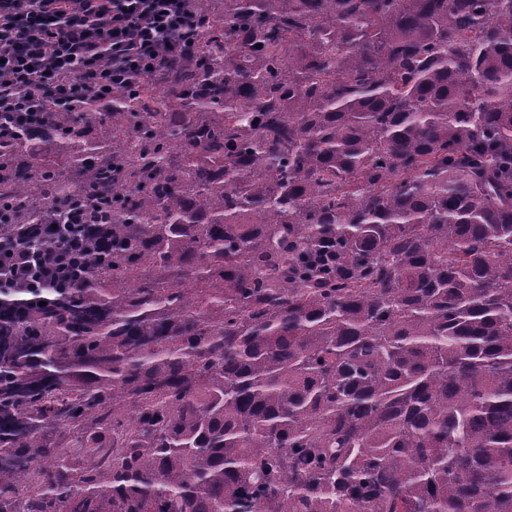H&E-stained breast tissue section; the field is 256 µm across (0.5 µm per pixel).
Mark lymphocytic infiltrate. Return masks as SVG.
<instances>
[{"instance_id":"obj_1","label":"lymphocytic infiltrate","mask_w":512,"mask_h":512,"mask_svg":"<svg viewBox=\"0 0 512 512\" xmlns=\"http://www.w3.org/2000/svg\"><path fill=\"white\" fill-rule=\"evenodd\" d=\"M193 23L187 0H0V142L38 126L45 104L151 75ZM91 251L110 255L107 225H0V315L15 297L34 304L80 281Z\"/></svg>"}]
</instances>
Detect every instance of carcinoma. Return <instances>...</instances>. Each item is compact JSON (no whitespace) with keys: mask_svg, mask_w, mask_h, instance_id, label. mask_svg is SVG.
Wrapping results in <instances>:
<instances>
[{"mask_svg":"<svg viewBox=\"0 0 512 512\" xmlns=\"http://www.w3.org/2000/svg\"><path fill=\"white\" fill-rule=\"evenodd\" d=\"M0 150L112 257L0 318V512H512V0H193Z\"/></svg>","mask_w":512,"mask_h":512,"instance_id":"1","label":"carcinoma"}]
</instances>
